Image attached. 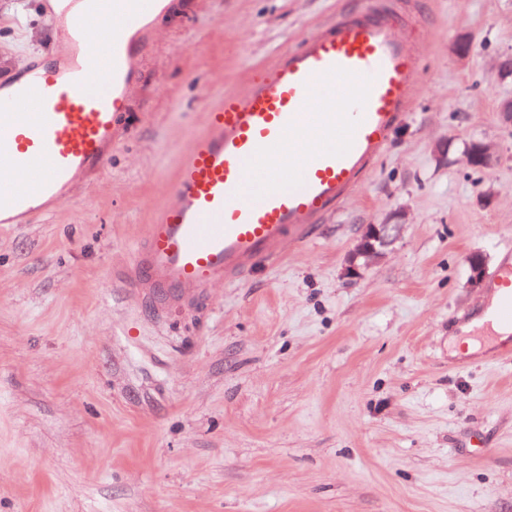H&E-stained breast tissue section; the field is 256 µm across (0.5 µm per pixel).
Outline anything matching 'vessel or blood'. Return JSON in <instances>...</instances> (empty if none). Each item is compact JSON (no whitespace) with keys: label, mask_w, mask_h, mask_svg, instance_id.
Segmentation results:
<instances>
[{"label":"vessel or blood","mask_w":512,"mask_h":512,"mask_svg":"<svg viewBox=\"0 0 512 512\" xmlns=\"http://www.w3.org/2000/svg\"><path fill=\"white\" fill-rule=\"evenodd\" d=\"M163 11L162 0H45L60 51L0 85V224L32 223L103 168ZM102 26L110 41L89 47ZM417 26L412 0H370L210 108L125 271L145 304L177 309L239 282L356 194L420 90ZM297 137L314 141L305 158L275 165ZM488 286L499 297L492 319L512 327L511 252Z\"/></svg>","instance_id":"b4317fda"}]
</instances>
